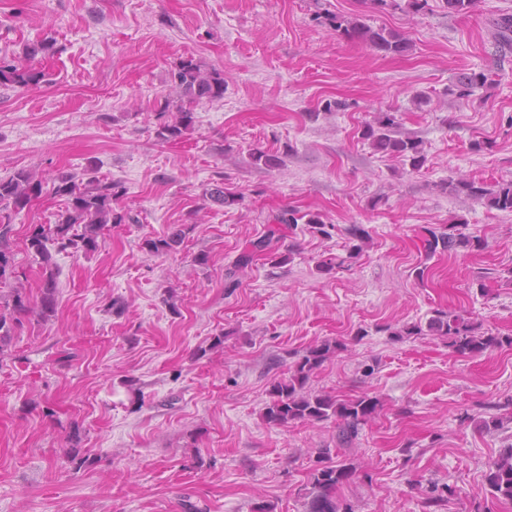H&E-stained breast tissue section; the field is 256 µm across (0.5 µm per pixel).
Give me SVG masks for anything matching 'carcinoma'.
Listing matches in <instances>:
<instances>
[{"mask_svg": "<svg viewBox=\"0 0 512 512\" xmlns=\"http://www.w3.org/2000/svg\"><path fill=\"white\" fill-rule=\"evenodd\" d=\"M331 26L341 32L346 39L357 41L384 54L405 52L410 40L396 30L385 27L374 28L359 18H342L334 15L328 18ZM500 47L512 45V15L506 14L497 22ZM44 74L13 57H0V85H13L28 88L38 85ZM178 105L174 119L165 122L156 130V137L162 141H176L192 129L194 112L192 105L203 101L213 102L224 98V72L204 70L193 57L180 60L172 73ZM489 76L483 72L464 74L459 78V96L469 97L488 85ZM363 136L370 141L372 149L380 154L403 157L409 161L412 169L423 166L426 157L420 141L409 136H400L399 122L392 112H380L373 122L366 125ZM451 191L464 193L476 199H486L488 205L500 211L512 212V181L499 183L494 189L476 184L463 176L446 183ZM43 192L42 181L35 174L20 169L12 174L0 177V284L7 282L9 274V256L2 247L6 246L12 232V214L25 209ZM51 196L66 201V209L58 215L54 226L45 228L38 225L29 231L27 249L38 263L50 266L53 253L68 249L92 253L99 247V238L109 224H122L127 214L116 211L115 205L123 196L121 186L112 181L102 180L94 175V169L86 168L82 174L65 173L53 182ZM305 221L311 232L324 238H331L337 226L327 224L317 214L302 213L296 209H285L276 217L277 224L290 228ZM466 224L458 222L442 227L424 228L423 248L426 257L455 252L459 248L476 247L480 239L465 233ZM279 229L272 228L263 239L250 243L237 259L235 268L243 271L252 265L255 257L269 249ZM351 245L346 255L331 258L325 270L333 268L351 269L353 262L363 250L362 242L367 237L366 230L352 224L345 228ZM185 238V232L177 229L161 238H147L144 249L151 255L170 253ZM57 305L56 282L54 277L46 281L39 302L40 314L44 317L54 313ZM31 311L25 296L17 289L12 295V314L0 310V343L12 336L14 324L20 322L19 315ZM446 337L450 346L463 356H475L485 351L512 345V337L480 334L470 321L452 312L442 310L428 320L427 328L413 325L403 331L407 336L422 335ZM339 344L323 343L307 348L305 354L296 363L291 375L273 384L270 401L265 407V419L273 425H285L292 421L319 422L331 418L338 420L337 441L349 445L357 437L359 427L372 419L380 408V401L368 394L352 399L340 400L333 395H312L304 392V386L310 375L317 370L332 354ZM318 459L322 466L313 475L309 512H339L336 502V490L354 474L353 467L332 461L330 449L322 448ZM490 492L512 501V444L499 453L489 468L486 477Z\"/></svg>", "mask_w": 512, "mask_h": 512, "instance_id": "cac0c4a2", "label": "carcinoma"}]
</instances>
